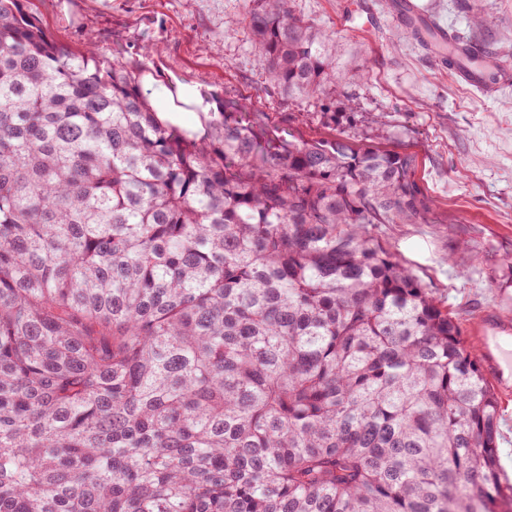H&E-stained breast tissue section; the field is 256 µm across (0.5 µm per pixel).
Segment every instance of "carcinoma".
Returning <instances> with one entry per match:
<instances>
[{
	"label": "carcinoma",
	"mask_w": 512,
	"mask_h": 512,
	"mask_svg": "<svg viewBox=\"0 0 512 512\" xmlns=\"http://www.w3.org/2000/svg\"><path fill=\"white\" fill-rule=\"evenodd\" d=\"M0 0V512H512L501 406L373 236L432 200L405 153L285 137L229 93L158 117L137 57ZM272 90L326 35L253 0Z\"/></svg>",
	"instance_id": "carcinoma-1"
}]
</instances>
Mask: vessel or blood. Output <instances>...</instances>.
Listing matches in <instances>:
<instances>
[{"instance_id": "vessel-or-blood-1", "label": "vessel or blood", "mask_w": 512, "mask_h": 512, "mask_svg": "<svg viewBox=\"0 0 512 512\" xmlns=\"http://www.w3.org/2000/svg\"><path fill=\"white\" fill-rule=\"evenodd\" d=\"M397 18L411 25L416 32L431 30L432 42H446L449 32L436 24L433 16L419 0H397ZM464 56L477 55L479 62L474 67L456 68V75L470 85L486 93H494L512 87V69L506 68L498 59L477 52L475 47L464 44L460 47ZM468 331L477 345L482 364L495 383L500 394L512 395V322L502 319L497 313H486L475 318Z\"/></svg>"}]
</instances>
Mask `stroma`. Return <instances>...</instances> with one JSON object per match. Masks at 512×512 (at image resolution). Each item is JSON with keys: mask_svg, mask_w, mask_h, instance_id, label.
<instances>
[{"mask_svg": "<svg viewBox=\"0 0 512 512\" xmlns=\"http://www.w3.org/2000/svg\"><path fill=\"white\" fill-rule=\"evenodd\" d=\"M449 32L512 63V0H425ZM251 0H28L60 45L108 57L156 48L142 90L155 109L165 91L233 92L285 118L304 138L347 137L356 147L409 153L432 201L424 224H381L380 241L446 308L466 318L512 315V88L487 95L457 81L380 0H294L326 31L335 67L322 99L266 93L253 34L240 24ZM487 17L470 27L472 15ZM331 101L335 121L321 116Z\"/></svg>", "mask_w": 512, "mask_h": 512, "instance_id": "stroma-1", "label": "stroma"}]
</instances>
